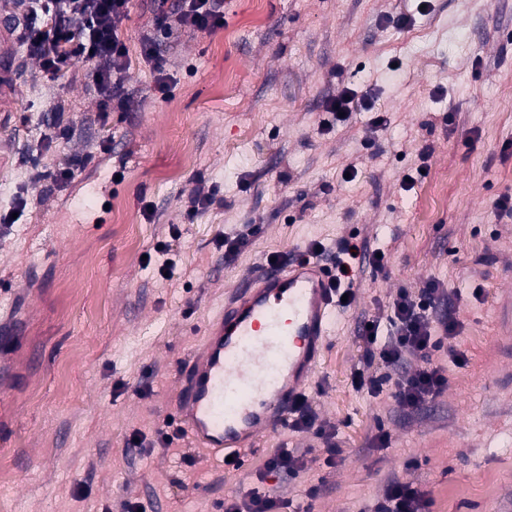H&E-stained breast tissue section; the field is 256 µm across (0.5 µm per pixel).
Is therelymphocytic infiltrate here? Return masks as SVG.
I'll return each instance as SVG.
<instances>
[{"label":"lymphocytic infiltrate","instance_id":"lymphocytic-infiltrate-1","mask_svg":"<svg viewBox=\"0 0 512 512\" xmlns=\"http://www.w3.org/2000/svg\"><path fill=\"white\" fill-rule=\"evenodd\" d=\"M153 28L169 32H213L224 26V0H155ZM131 0H27V12L19 40L51 79H58L77 62L93 63L91 79L102 96L100 121H107L110 103L120 98L127 67V48L120 37V25L130 13ZM326 114L322 129L341 123L343 116L369 113V130L388 124L386 113L375 110L369 96L344 88L323 102ZM374 269L384 267L376 254L342 239L336 244L329 269L336 296L352 294V262ZM459 295L449 293L435 279L427 280L418 293L402 291L389 303L385 317L360 323L357 335L363 345L360 367L352 372L356 390L377 397L389 394L403 412L414 413L435 400L448 378L444 366L434 363L433 354L444 339L458 335L462 328L456 316ZM419 357L423 365L407 369L408 356ZM288 427L309 433L319 440L326 467H334L342 449L335 428L320 423L308 396L297 398L291 408ZM305 454L294 448H280L268 458L258 478L259 485L224 500V512H313L318 485H310L303 501L296 502L265 487L268 476L297 474L307 470ZM431 499L412 482L391 478L382 499L361 512H428Z\"/></svg>","mask_w":512,"mask_h":512}]
</instances>
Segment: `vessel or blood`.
<instances>
[{
    "mask_svg": "<svg viewBox=\"0 0 512 512\" xmlns=\"http://www.w3.org/2000/svg\"><path fill=\"white\" fill-rule=\"evenodd\" d=\"M17 37L13 9H1L0 98L12 92ZM335 305L329 275L311 259L267 266L237 287L177 369L178 422L193 443L234 456L284 426L315 372Z\"/></svg>",
    "mask_w": 512,
    "mask_h": 512,
    "instance_id": "vessel-or-blood-1",
    "label": "vessel or blood"
}]
</instances>
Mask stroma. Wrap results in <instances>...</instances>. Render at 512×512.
Instances as JSON below:
<instances>
[{
    "label": "stroma",
    "mask_w": 512,
    "mask_h": 512,
    "mask_svg": "<svg viewBox=\"0 0 512 512\" xmlns=\"http://www.w3.org/2000/svg\"><path fill=\"white\" fill-rule=\"evenodd\" d=\"M151 8L133 0L120 26L125 98L103 125L90 63L53 80L17 51V92L0 112V212L27 205L0 223V360L12 369L0 382V457L11 464L0 497L11 512H105L125 499L146 512H218L281 444L321 456L312 435L288 429L260 436L237 470L184 438L141 455L124 443L162 426L178 363L268 257L352 238L382 250L385 267L356 268L355 299L336 310L306 389L342 454L268 487L298 498L321 482L315 512H360L398 476L429 493L430 512H512V219L493 217L512 196V0H224L223 28L158 37L165 99L141 56ZM346 87L390 118L372 148L368 113L319 127L323 100ZM56 120L69 139L53 141ZM86 153L94 160L72 183H51ZM195 192L215 203L190 220ZM119 212L134 220L136 251ZM172 224L182 247L166 280L143 257ZM229 233L246 243L228 258ZM430 278L460 295L463 329L434 356L448 367L445 391L405 418L392 399L353 388L357 329ZM381 430L383 450L372 445ZM488 473L492 496L463 494Z\"/></svg>",
    "instance_id": "stroma-1"
}]
</instances>
